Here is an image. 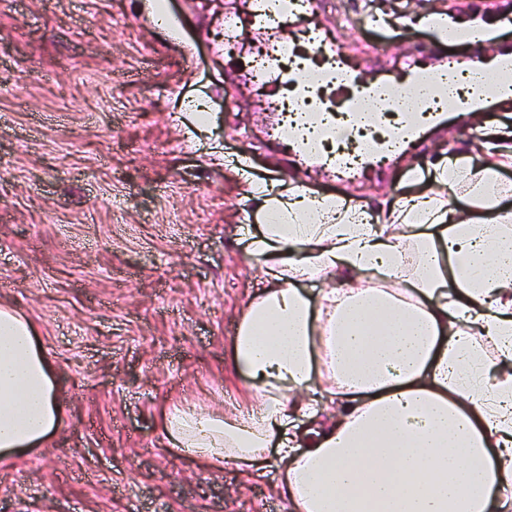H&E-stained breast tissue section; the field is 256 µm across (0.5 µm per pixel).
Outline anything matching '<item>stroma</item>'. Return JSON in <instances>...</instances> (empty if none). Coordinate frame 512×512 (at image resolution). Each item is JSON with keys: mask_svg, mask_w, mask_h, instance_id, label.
I'll use <instances>...</instances> for the list:
<instances>
[{"mask_svg": "<svg viewBox=\"0 0 512 512\" xmlns=\"http://www.w3.org/2000/svg\"><path fill=\"white\" fill-rule=\"evenodd\" d=\"M226 0H0V304L50 357L61 433L0 460V512H286L279 476L210 471L169 448L163 410L246 404L231 341L266 287L240 225L262 215L231 167L350 206L469 147L450 122L351 180L297 167L224 53ZM423 13L512 19V0H314L312 25L368 79L460 60Z\"/></svg>", "mask_w": 512, "mask_h": 512, "instance_id": "35a3bbf8", "label": "stroma"}]
</instances>
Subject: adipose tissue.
<instances>
[{
	"instance_id": "1",
	"label": "adipose tissue",
	"mask_w": 512,
	"mask_h": 512,
	"mask_svg": "<svg viewBox=\"0 0 512 512\" xmlns=\"http://www.w3.org/2000/svg\"><path fill=\"white\" fill-rule=\"evenodd\" d=\"M502 137L512 132L489 131L482 162L459 153L409 170L408 184L430 190L375 208L246 181L264 217L248 254L269 287L246 303L232 359L256 395L245 410H165L172 448L260 478L276 445L289 512H512ZM304 413L314 424L296 431ZM62 423L47 352L1 305L0 455L43 445Z\"/></svg>"
}]
</instances>
